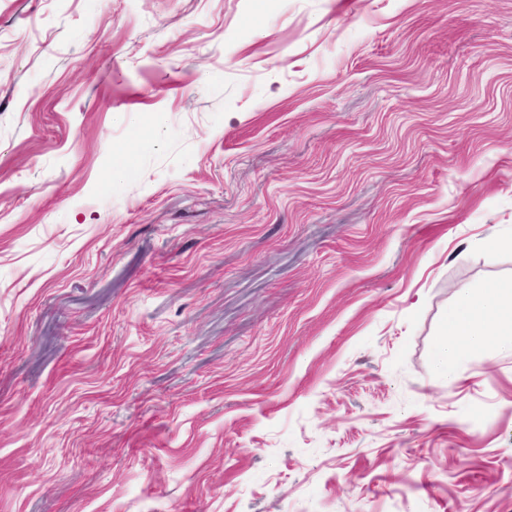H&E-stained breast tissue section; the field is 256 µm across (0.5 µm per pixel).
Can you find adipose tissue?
Returning <instances> with one entry per match:
<instances>
[{
  "label": "adipose tissue",
  "instance_id": "obj_1",
  "mask_svg": "<svg viewBox=\"0 0 512 512\" xmlns=\"http://www.w3.org/2000/svg\"><path fill=\"white\" fill-rule=\"evenodd\" d=\"M491 345L512 347L511 280L478 290L459 289L441 334L435 366L446 380L455 381L449 359L462 353L476 355Z\"/></svg>",
  "mask_w": 512,
  "mask_h": 512
}]
</instances>
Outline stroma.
<instances>
[{
  "instance_id": "1",
  "label": "stroma",
  "mask_w": 512,
  "mask_h": 512,
  "mask_svg": "<svg viewBox=\"0 0 512 512\" xmlns=\"http://www.w3.org/2000/svg\"><path fill=\"white\" fill-rule=\"evenodd\" d=\"M512 0H0V512H512ZM435 355V366L448 382L456 372L448 360L462 353L477 355L491 345L512 347V281L487 288L458 289Z\"/></svg>"
}]
</instances>
